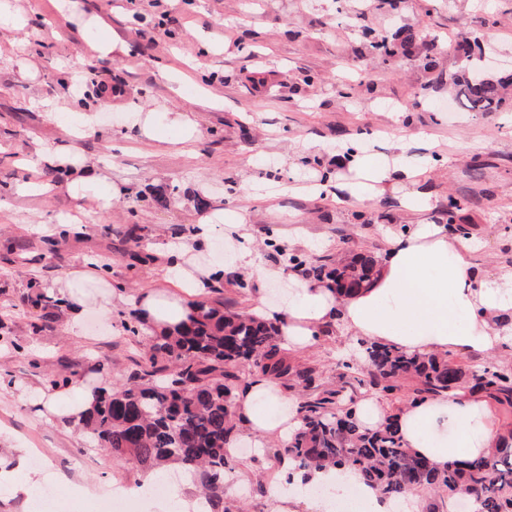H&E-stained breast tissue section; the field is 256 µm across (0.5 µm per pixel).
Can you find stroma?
I'll use <instances>...</instances> for the list:
<instances>
[{
  "mask_svg": "<svg viewBox=\"0 0 512 512\" xmlns=\"http://www.w3.org/2000/svg\"><path fill=\"white\" fill-rule=\"evenodd\" d=\"M11 3L30 24L0 41V467H13L21 452L39 455L44 481L58 490L55 512H107L110 485L136 486L143 471L90 447L79 424L40 416L47 374L76 367L109 388L134 371L144 353L130 332L143 324L140 290L194 298L178 279L162 278L158 246L186 240L211 213L224 221L197 255L221 275L204 299L244 312L257 298L284 309L292 282L307 281L313 264L383 256L418 224L456 221L481 276L512 270V108L451 110V77L465 68L459 56L444 53L428 69L415 57L377 55L360 37L365 27L388 35L401 26L442 44L476 37L497 79L512 74V0H402L396 10L388 0ZM89 16L111 25L123 53L89 61ZM258 70L275 84L251 83ZM106 81L120 93L104 107L98 86ZM87 112L97 118L94 132L68 140L66 129ZM176 112L193 113L201 130L194 142L177 143ZM140 115L150 117L155 139L136 125ZM67 143L117 188L110 214L89 207L69 223L77 202L50 168L41 173L49 192L21 191L30 176L23 158L36 145ZM350 146L398 158L420 171L419 182L391 180L383 193L355 198ZM37 224L56 243L53 261L41 258ZM132 234L143 237L147 259L130 256ZM245 240L259 269L234 261ZM89 258L104 261L103 279L81 290L111 293L112 313L88 307L77 338L66 332L69 310L33 299L57 297L62 279ZM288 357L316 369L320 390L347 401L370 393L359 342L343 322ZM231 444L223 512H275L269 490L282 481L283 443L258 449L240 429Z\"/></svg>",
  "mask_w": 512,
  "mask_h": 512,
  "instance_id": "1",
  "label": "stroma"
}]
</instances>
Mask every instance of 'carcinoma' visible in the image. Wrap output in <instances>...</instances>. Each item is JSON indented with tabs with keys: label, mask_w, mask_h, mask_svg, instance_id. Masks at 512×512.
Here are the masks:
<instances>
[{
	"label": "carcinoma",
	"mask_w": 512,
	"mask_h": 512,
	"mask_svg": "<svg viewBox=\"0 0 512 512\" xmlns=\"http://www.w3.org/2000/svg\"><path fill=\"white\" fill-rule=\"evenodd\" d=\"M362 37L388 59L422 53L425 65L435 67L437 44L420 41L411 27L389 37L366 29ZM457 51L471 61L482 55L483 47L465 37ZM453 83L470 112L501 110L506 104L504 82L478 70L464 72ZM379 270L373 256L359 253L339 267L314 266L312 274L346 297L369 287ZM188 308L180 328L146 337L144 363L128 382L99 391L81 425L95 447L117 462L131 460L147 470L179 465L184 479L200 481L209 512H215L223 500L224 476L231 470L226 445L235 430L241 375L262 374L306 391L315 387L316 370L288 360L273 321L233 311L222 302H191ZM363 367L369 387L385 396L397 395L409 380L414 401L449 396L463 386L512 407V371L505 368L470 371L447 353L421 355L376 344L364 348ZM285 453L304 470L353 469L363 483L395 501L411 493H432L438 502L428 512L455 505L457 497L445 495L451 489L468 494L473 512H512L511 431L490 454L438 469L403 447L397 415L369 429L339 394L327 392L299 402L297 428Z\"/></svg>",
	"instance_id": "carcinoma-1"
}]
</instances>
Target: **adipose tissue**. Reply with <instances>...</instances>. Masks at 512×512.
<instances>
[{
    "instance_id": "1",
    "label": "adipose tissue",
    "mask_w": 512,
    "mask_h": 512,
    "mask_svg": "<svg viewBox=\"0 0 512 512\" xmlns=\"http://www.w3.org/2000/svg\"><path fill=\"white\" fill-rule=\"evenodd\" d=\"M28 163L63 171L71 196L92 197L100 212L111 210L112 188L101 187L99 176L73 149L39 145ZM214 230L212 220L206 218L194 225L190 241L160 247L167 260L166 275L199 295L209 287L215 270L198 265L194 245L208 240ZM139 308L143 320L159 332L174 331L187 316L180 301L151 289L140 294ZM336 319L363 340L410 352L491 351L512 333V271L477 279L466 248L452 232L420 224L388 248L374 284L353 296L339 301L324 284H298L279 318V332L288 344L305 350L315 344L319 328ZM93 400L87 386L72 380L61 395L46 396L42 406L48 414L62 413L78 423ZM296 405L294 397L258 376L237 395L238 423L252 435L284 440L294 430L288 412ZM400 425L405 448L440 468L488 452L498 438L483 401L465 393L412 403L402 411ZM357 481L355 472L343 468L291 476L295 486L319 485L329 493L325 501L307 500L306 512H329L330 501L344 498Z\"/></svg>"
}]
</instances>
